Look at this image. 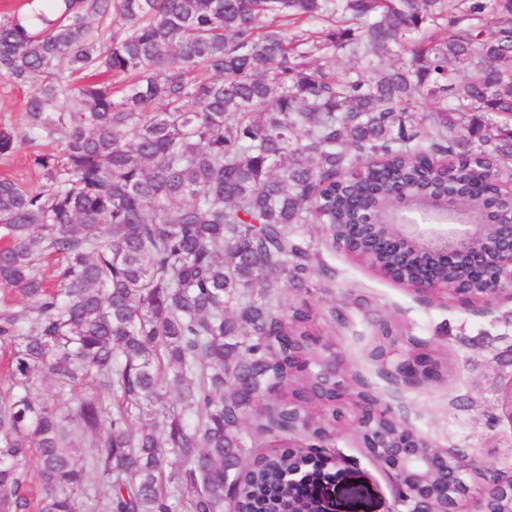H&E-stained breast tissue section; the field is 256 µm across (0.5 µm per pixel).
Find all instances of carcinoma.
<instances>
[{
    "label": "carcinoma",
    "instance_id": "carcinoma-1",
    "mask_svg": "<svg viewBox=\"0 0 512 512\" xmlns=\"http://www.w3.org/2000/svg\"><path fill=\"white\" fill-rule=\"evenodd\" d=\"M33 3L0 17V77L27 88L0 157L27 146L43 179L0 177V512H318L291 483L325 477L317 448L245 465L256 433L344 426L297 394L325 383L318 311L285 302L324 268L306 235L397 280L421 270L355 239L361 207L446 182L508 223L512 0ZM41 374L94 383L79 429Z\"/></svg>",
    "mask_w": 512,
    "mask_h": 512
}]
</instances>
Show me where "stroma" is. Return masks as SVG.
I'll list each match as a JSON object with an SVG mask.
<instances>
[{"label": "stroma", "instance_id": "obj_1", "mask_svg": "<svg viewBox=\"0 0 512 512\" xmlns=\"http://www.w3.org/2000/svg\"><path fill=\"white\" fill-rule=\"evenodd\" d=\"M312 241L331 273L311 296L330 326L322 341L339 354L349 374L368 382L379 402L415 433L477 464L473 484H483L489 467L512 473V423L499 410L502 389L512 381V300L486 307L424 296L360 266L321 235ZM337 311L344 324L334 323ZM383 319L391 320L401 351L435 355L441 363L438 378L397 382L384 374L373 356ZM328 448L343 457L345 469L327 486L334 512H396L391 475L353 428L336 433Z\"/></svg>", "mask_w": 512, "mask_h": 512}]
</instances>
